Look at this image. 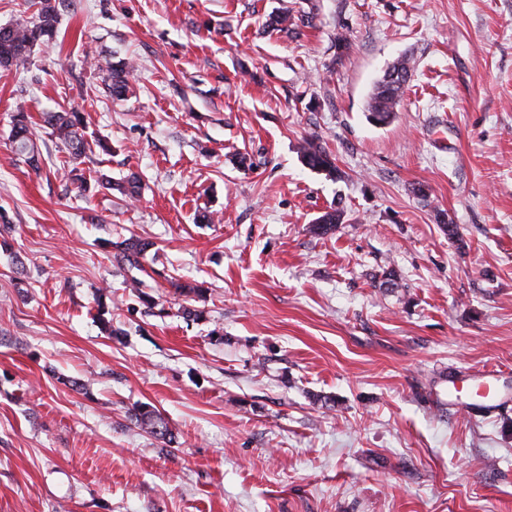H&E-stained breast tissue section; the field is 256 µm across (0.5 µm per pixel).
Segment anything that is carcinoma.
I'll return each mask as SVG.
<instances>
[{
  "label": "carcinoma",
  "mask_w": 512,
  "mask_h": 512,
  "mask_svg": "<svg viewBox=\"0 0 512 512\" xmlns=\"http://www.w3.org/2000/svg\"><path fill=\"white\" fill-rule=\"evenodd\" d=\"M64 2L65 0H33L35 12L31 19L19 20L0 27V67L17 72L28 68L34 48L56 36L59 7ZM309 25L310 22L295 16L293 11L288 9L270 16L264 30L267 33L275 32L296 38L301 35V28ZM412 69L413 60L405 56L389 67L376 82L365 108L366 118L371 123L383 126L396 117L409 82L407 75L411 74ZM99 70L104 74V82L112 98L124 100L133 94L131 75L134 67L130 62L124 59L116 62L108 60L99 66ZM43 122L49 129V135L67 152L69 180L80 195L90 198L97 189L112 187V180L107 175L101 173L91 179L81 167L83 158L90 149V144L85 138L81 112L76 109L47 112ZM10 141L15 155L24 158L31 168L39 169L40 151L36 144V130L27 112L22 108L14 115ZM298 153L302 163L307 167L324 172L329 177L336 175L334 159L318 138L302 139ZM342 215L341 208H330L315 219L311 231L318 236L328 234L341 223ZM150 247L151 243L148 241L131 239L123 244L122 259L136 265ZM131 419L141 428L162 439L169 435L164 419L147 405L134 409Z\"/></svg>",
  "instance_id": "cac0c4a2"
}]
</instances>
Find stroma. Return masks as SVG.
Wrapping results in <instances>:
<instances>
[{"instance_id": "35a3bbf8", "label": "stroma", "mask_w": 512, "mask_h": 512, "mask_svg": "<svg viewBox=\"0 0 512 512\" xmlns=\"http://www.w3.org/2000/svg\"><path fill=\"white\" fill-rule=\"evenodd\" d=\"M283 9L312 26L262 33ZM101 55L135 95L107 97ZM20 105L84 112L112 148L85 169L140 197L79 196L43 131L29 167ZM312 135L335 176L302 164ZM0 210V512H512V401L461 387L488 367L512 394V0H66L0 68ZM413 60L410 57H402L389 67L380 80L376 82L368 98L365 114L366 118L374 125H387L398 112L400 103L411 77ZM397 73L396 78L393 74ZM409 75L405 78L403 75ZM36 128L22 107L13 119L10 141L15 155L24 158L32 169H39L40 151L36 144ZM130 416L138 426L149 430L150 433L162 439H165L170 434L164 419L150 406H140L134 409Z\"/></svg>"}]
</instances>
